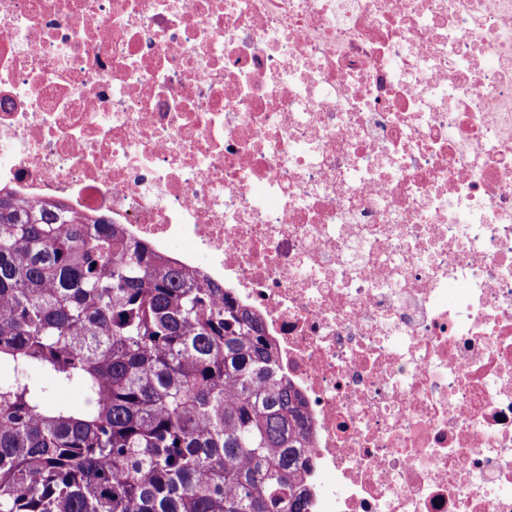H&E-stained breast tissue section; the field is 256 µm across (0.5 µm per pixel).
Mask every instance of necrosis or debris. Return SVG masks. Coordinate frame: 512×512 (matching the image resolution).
<instances>
[{
	"label": "necrosis or debris",
	"mask_w": 512,
	"mask_h": 512,
	"mask_svg": "<svg viewBox=\"0 0 512 512\" xmlns=\"http://www.w3.org/2000/svg\"><path fill=\"white\" fill-rule=\"evenodd\" d=\"M0 187L261 317L308 512H512V0H0Z\"/></svg>",
	"instance_id": "necrosis-or-debris-1"
}]
</instances>
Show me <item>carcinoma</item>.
Segmentation results:
<instances>
[{
  "mask_svg": "<svg viewBox=\"0 0 512 512\" xmlns=\"http://www.w3.org/2000/svg\"><path fill=\"white\" fill-rule=\"evenodd\" d=\"M276 360L230 292L0 188V512H305Z\"/></svg>",
  "mask_w": 512,
  "mask_h": 512,
  "instance_id": "obj_1",
  "label": "carcinoma"
}]
</instances>
